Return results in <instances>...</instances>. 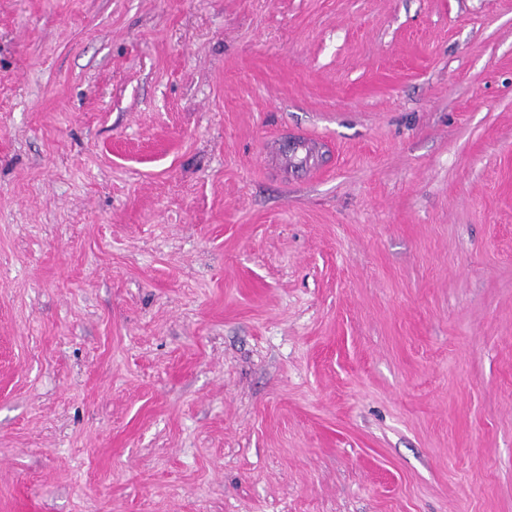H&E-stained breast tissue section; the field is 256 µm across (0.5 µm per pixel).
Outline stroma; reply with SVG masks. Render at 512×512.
<instances>
[{
    "mask_svg": "<svg viewBox=\"0 0 512 512\" xmlns=\"http://www.w3.org/2000/svg\"><path fill=\"white\" fill-rule=\"evenodd\" d=\"M36 506L512 512V0H0Z\"/></svg>",
    "mask_w": 512,
    "mask_h": 512,
    "instance_id": "1",
    "label": "stroma"
}]
</instances>
